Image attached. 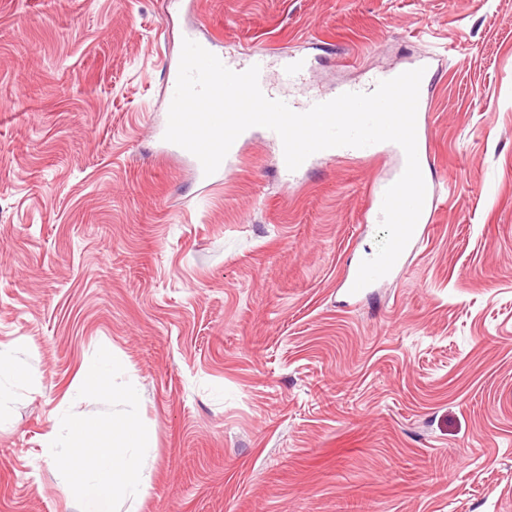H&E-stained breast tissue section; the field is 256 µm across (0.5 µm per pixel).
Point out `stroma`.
<instances>
[{
	"label": "stroma",
	"mask_w": 512,
	"mask_h": 512,
	"mask_svg": "<svg viewBox=\"0 0 512 512\" xmlns=\"http://www.w3.org/2000/svg\"><path fill=\"white\" fill-rule=\"evenodd\" d=\"M194 27L300 51L307 90L435 54L441 202L349 299L386 153L288 183L262 130L222 180L161 135ZM141 390L119 512H512V0H0V512H79L43 437L99 347Z\"/></svg>",
	"instance_id": "stroma-1"
}]
</instances>
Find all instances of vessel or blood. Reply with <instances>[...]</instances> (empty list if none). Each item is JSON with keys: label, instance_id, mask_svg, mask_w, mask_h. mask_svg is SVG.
Instances as JSON below:
<instances>
[{"label": "vessel or blood", "instance_id": "1", "mask_svg": "<svg viewBox=\"0 0 512 512\" xmlns=\"http://www.w3.org/2000/svg\"><path fill=\"white\" fill-rule=\"evenodd\" d=\"M267 51L260 47H252L244 57H230L224 64L229 69L242 72L251 66H259V86L262 92L271 99L284 101L297 112L309 110L314 104L325 102L326 94L312 93L303 97L292 94V87L302 84L305 80L309 62L307 57L296 53H286L279 59L277 73H269L266 63Z\"/></svg>", "mask_w": 512, "mask_h": 512}]
</instances>
